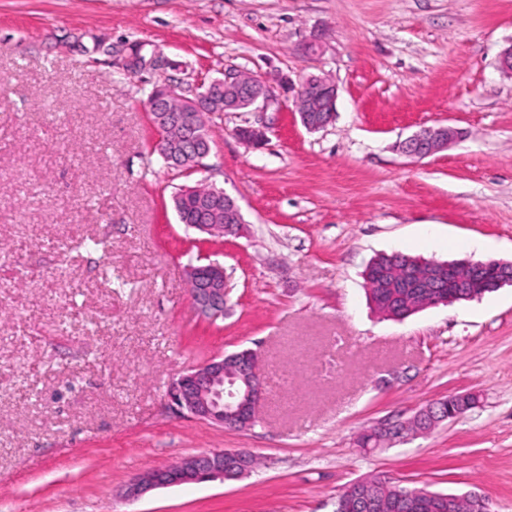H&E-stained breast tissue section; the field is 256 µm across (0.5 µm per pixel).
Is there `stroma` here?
I'll use <instances>...</instances> for the list:
<instances>
[{"label":"stroma","instance_id":"obj_1","mask_svg":"<svg viewBox=\"0 0 512 512\" xmlns=\"http://www.w3.org/2000/svg\"><path fill=\"white\" fill-rule=\"evenodd\" d=\"M135 45L165 66L127 74ZM510 45L512 0H0V512H335L378 475L512 512V286L392 320L364 283L395 250L512 262ZM228 70L278 104L210 114L200 169L166 168L152 89ZM311 73L338 86L318 132L293 103ZM247 124L265 145L237 138ZM438 124L460 132L446 150L395 151ZM201 181L237 200L240 235L178 224L171 194ZM87 237L106 251L76 249ZM209 261L229 278L213 322L184 274ZM241 349L260 357L255 426L171 412L173 379ZM463 393L479 403L459 418L356 445ZM222 448L257 470L125 498L146 469Z\"/></svg>","mask_w":512,"mask_h":512}]
</instances>
